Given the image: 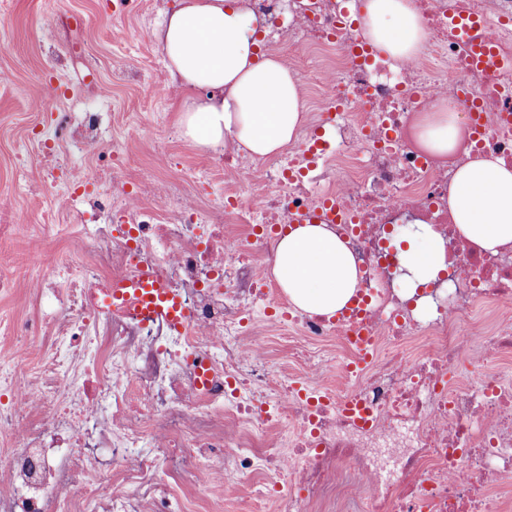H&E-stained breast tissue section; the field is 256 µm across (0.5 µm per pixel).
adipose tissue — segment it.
Returning <instances> with one entry per match:
<instances>
[{
  "label": "adipose tissue",
  "instance_id": "1",
  "mask_svg": "<svg viewBox=\"0 0 512 512\" xmlns=\"http://www.w3.org/2000/svg\"><path fill=\"white\" fill-rule=\"evenodd\" d=\"M363 32L393 57L417 52L424 39L411 0H367ZM258 19L240 0H179L157 40L167 70L186 90L185 136L203 149L232 143L254 158L281 153L304 122L299 79L257 38ZM460 115L438 102L419 124L421 142L445 155L459 141ZM448 207L459 233L494 253L512 245V167L482 155L458 168ZM400 260L409 286L436 279L445 268L441 239L428 225L406 234ZM271 272L290 303L333 315L360 287L355 258L326 224H297L278 233Z\"/></svg>",
  "mask_w": 512,
  "mask_h": 512
}]
</instances>
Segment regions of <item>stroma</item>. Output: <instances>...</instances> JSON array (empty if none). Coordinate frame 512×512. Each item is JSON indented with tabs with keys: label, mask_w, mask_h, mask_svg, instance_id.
<instances>
[{
	"label": "stroma",
	"mask_w": 512,
	"mask_h": 512,
	"mask_svg": "<svg viewBox=\"0 0 512 512\" xmlns=\"http://www.w3.org/2000/svg\"><path fill=\"white\" fill-rule=\"evenodd\" d=\"M177 0H0V373L10 368L14 334L25 323L46 322L58 310L42 297L49 278L40 255L46 247L69 256L84 248L78 212L105 204L101 191L77 181L89 167L119 165L123 189L140 205L162 209L160 199L181 172L194 180L185 192L199 210L224 207L220 152L186 139L180 125L183 91L172 84L155 39ZM59 87L57 99L35 108L42 83ZM100 116L104 144L117 158L75 147L74 122ZM24 223L14 224L15 215ZM292 328L276 322L265 337L263 362L285 374L300 370L288 357ZM260 475L224 488V469L209 467V488L198 492L174 476L167 489L182 512H241L259 488Z\"/></svg>",
	"instance_id": "1"
}]
</instances>
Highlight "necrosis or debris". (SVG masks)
<instances>
[{"label":"necrosis or debris","instance_id":"4bbe7bcc","mask_svg":"<svg viewBox=\"0 0 512 512\" xmlns=\"http://www.w3.org/2000/svg\"><path fill=\"white\" fill-rule=\"evenodd\" d=\"M426 38L411 59L359 58L358 28L341 29L343 13L360 14L363 0H245L289 47L288 66L300 71L311 51L336 63L315 104L335 112L336 145L324 156L336 164L333 193L353 222L345 242L362 274L370 302L358 325L336 326L316 315L290 322L305 340L337 338L353 350L361 328L375 358L348 363V386H327L322 359L306 357L300 377L261 366L263 343L245 317L278 305L275 289L253 287V258L270 256L271 239L250 234L227 246L223 225L196 237L198 211L179 187L165 194V221L112 195L117 223L83 225L95 264L76 267L52 259L53 271L77 269L76 286L62 289L54 320L55 351L41 370L24 353L10 359L23 381L7 382L11 406L0 411V432L17 434L0 477L10 490L0 512H57L60 493L76 491L71 512H180L160 478L171 463L194 486L205 483L213 456L230 478L258 471L265 478L259 505L278 512H311L330 500L338 472L350 467L352 497L362 512H512L492 494L512 476V381L499 374L468 377L475 354L512 358V313L481 323L466 318L477 304L512 303V246L489 255L464 239L448 209L455 171L473 155L512 165V97L499 85L512 72L488 75L470 62V45L452 28L457 4L490 18L512 17V0H413ZM479 96L486 135L471 122L460 127L456 151L429 152L418 137L423 113L439 101L461 105L463 90ZM304 146L275 159L224 154L236 180L272 176L271 192L224 196V215L242 224H282L297 210L316 208L320 195L289 178L304 166ZM427 224L440 236L447 271L405 296L401 261L387 245L391 228ZM158 269L191 314L187 331L159 336L153 322L99 312L89 283ZM213 371L199 381L195 357ZM359 403L364 417L345 411ZM265 430L288 429L261 453L243 448L229 421Z\"/></svg>","mask_w":512,"mask_h":512}]
</instances>
